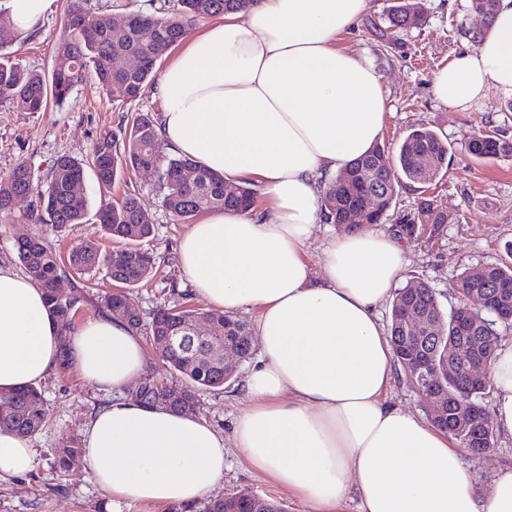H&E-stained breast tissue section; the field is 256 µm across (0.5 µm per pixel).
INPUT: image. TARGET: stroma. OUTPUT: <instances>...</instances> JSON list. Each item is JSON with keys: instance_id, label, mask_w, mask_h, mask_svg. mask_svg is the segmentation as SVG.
Instances as JSON below:
<instances>
[{"instance_id": "obj_1", "label": "stroma", "mask_w": 512, "mask_h": 512, "mask_svg": "<svg viewBox=\"0 0 512 512\" xmlns=\"http://www.w3.org/2000/svg\"><path fill=\"white\" fill-rule=\"evenodd\" d=\"M426 22L388 37L379 36L370 22L379 18L387 0H370L365 19L357 30L342 35L340 46L368 57L383 76V90L389 111L380 142L396 151L410 128L428 125L448 141V165L430 184L400 189L399 208H411L420 197L436 199L453 217L443 237L432 243L406 245L403 279L418 277L437 292L443 308L455 298L456 277L478 264H494L506 259L512 243V158L479 160L470 156L466 144L479 129L494 126L512 139V112L504 111L502 99L488 92L481 104L461 111L439 102L432 89L434 72L457 52L470 48L460 27L481 25L480 16L471 11L469 0H419ZM65 0H57L55 10L40 30L24 38L0 32V42L23 66L50 74L60 42ZM128 107L108 95L94 79L75 88L60 106L42 112H19L0 100V176L18 163H26L34 183L45 186L52 161L61 155L85 158L103 128H118L126 123ZM91 211L86 223L69 224L49 231L48 236L60 252H67L90 236H97L106 250L116 249L115 241L96 233L94 217L100 199L93 181H86ZM134 193L154 227L146 247L156 256L158 273L151 280L128 289L130 303L143 316L159 307L191 306L204 308L178 266V245L186 225L175 222L165 210L154 181L126 173L112 188L113 199ZM33 198L18 201L16 218L0 216V265L19 269L14 244L17 238L33 232L21 220V213L32 209ZM252 360L237 362L230 382L221 388H207L197 394L199 419L223 433H230L233 421L243 406L239 383L252 367ZM40 387L48 408L44 429L32 437L37 452L31 473L0 480V512H170L166 505L134 501H113L96 485L88 469L59 475L53 465L55 449L81 438L83 429L98 410L109 404L112 394L84 379L78 369L67 374L51 373ZM464 465L477 488L490 483L494 472L512 466V438L496 436L493 448L480 457L464 455ZM276 501L285 512H306L304 504L268 478L251 471L239 449H230L224 478L212 490L213 496L240 490Z\"/></svg>"}]
</instances>
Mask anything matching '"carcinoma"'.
Segmentation results:
<instances>
[{"label":"carcinoma","instance_id":"carcinoma-1","mask_svg":"<svg viewBox=\"0 0 512 512\" xmlns=\"http://www.w3.org/2000/svg\"><path fill=\"white\" fill-rule=\"evenodd\" d=\"M89 0H68L64 22L65 36L60 43L50 76L34 72L0 49V99L9 101L19 112H40L49 103L64 104L74 88L88 75H93L103 89L118 100L132 103L148 86L157 61L163 52L176 47L197 22L246 8L251 0H177L171 9L161 14H131L130 22L114 29L103 22L88 7ZM383 20L391 33L421 24L422 17L411 13L410 0H395L387 7ZM125 57L139 61L136 69L117 67ZM159 118L149 112H137L127 126L114 132L101 131L92 144L85 162L69 156H59L51 165L49 181L32 210L20 215L31 224H46L60 228L66 224H81L86 218L88 199L75 194L76 183L85 180L91 170L99 191H108L116 178L126 170L140 175L154 171L162 193L165 209L178 223H187L195 216L213 209L245 211L255 204V192L244 182L232 195H224V177L213 173L188 157L166 152L159 137ZM467 151L478 159L512 157V141L496 130L482 132L467 143ZM448 158V142L436 131L419 126L410 129L398 147L396 163L385 159V150L375 146L349 168L343 170L323 190L321 213L330 224H340L349 212L362 207L363 197L376 192L378 200L363 212V223L379 224L395 211V224L400 237L407 241L440 238L448 224V212L436 201L422 197L413 209L397 210L399 190L411 184H426L429 179L420 172L422 160H430L441 171ZM198 172L194 181L186 180L182 171ZM34 192L31 168L21 162L0 177V215L14 214L16 200ZM141 203L135 194L121 202H103L97 211L100 227L112 238L126 242L125 247L101 252L88 239L72 248L67 257L57 254L45 230L16 244L17 257L25 273L41 288L47 306L59 324L64 337L74 328L77 304L95 286L94 275L104 271L112 281V291L101 298L108 311L118 309L125 297L124 289L153 276L156 258L142 242L153 233V225L140 222ZM474 290L494 293L490 308L477 317L482 335L498 338L496 326H512V264L501 262L485 265L482 279L472 277L471 270L457 277L456 303L443 312L437 293L426 281L413 278L397 290L391 304L390 341L396 362L412 387L422 385L420 373H427L443 395L445 415L430 422L447 432L474 455L485 453L495 434L491 415L483 412L477 424L469 428L453 426L454 413L460 404L483 405L489 391L470 387L465 373L448 377V346L454 335V321L468 312L466 295ZM200 312L195 309L160 308L151 320L143 322L140 313L125 317L133 330L146 333V340L165 336H185L191 333ZM417 316L426 322L445 317L444 328L427 332L421 339H411L405 333V321ZM206 317L213 331L224 336L237 352L238 358L251 355L252 337L246 322L222 312H210ZM162 360L185 377L181 385H167L152 377L130 397L147 405H160L172 411H182L183 404L196 402L201 388L224 386V366L213 357L201 358L193 365L185 362L178 346L160 352ZM46 403L42 390L30 386L11 393H0V426L8 427L22 437L37 435L45 424ZM84 451L78 442L55 452V469L66 473L84 462ZM174 512H284L279 504L243 490L223 499H206L193 505H181Z\"/></svg>","mask_w":512,"mask_h":512}]
</instances>
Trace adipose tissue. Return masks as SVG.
<instances>
[{
	"label": "adipose tissue",
	"mask_w": 512,
	"mask_h": 512,
	"mask_svg": "<svg viewBox=\"0 0 512 512\" xmlns=\"http://www.w3.org/2000/svg\"><path fill=\"white\" fill-rule=\"evenodd\" d=\"M369 0H251L189 31L161 74L159 134L174 153L261 185L259 214L211 210L179 244L178 266L209 308L257 309L258 360L232 440L188 413L124 390L146 350L124 320L72 330L83 377L116 398L85 427L91 479L113 500L194 504L223 479L225 448L308 506L342 512H512V467L476 489L447 433L386 402L394 354L378 309L393 298L403 242L371 229L332 238L319 269L304 257L330 178L379 141L382 76L339 47ZM467 110L488 91L512 98V0H497L482 41L432 79ZM57 323L29 276L0 266V393L35 386L56 366ZM496 431L512 436V347L490 372ZM34 465L28 439L0 428V479Z\"/></svg>",
	"instance_id": "ef3b65f1"
}]
</instances>
